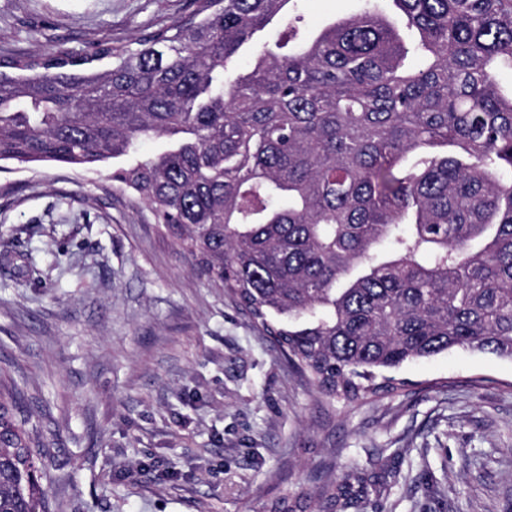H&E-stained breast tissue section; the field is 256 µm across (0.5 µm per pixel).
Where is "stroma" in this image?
I'll list each match as a JSON object with an SVG mask.
<instances>
[{"label": "stroma", "mask_w": 512, "mask_h": 512, "mask_svg": "<svg viewBox=\"0 0 512 512\" xmlns=\"http://www.w3.org/2000/svg\"><path fill=\"white\" fill-rule=\"evenodd\" d=\"M190 0H0V55L130 42ZM307 29L358 0H300ZM111 164L0 171V382L48 446V512H512V360L456 349L395 370L399 395L317 393L201 275Z\"/></svg>", "instance_id": "obj_1"}]
</instances>
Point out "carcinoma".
<instances>
[{"label":"carcinoma","instance_id":"cac0c4a2","mask_svg":"<svg viewBox=\"0 0 512 512\" xmlns=\"http://www.w3.org/2000/svg\"><path fill=\"white\" fill-rule=\"evenodd\" d=\"M289 2L0 56V170L170 138L112 182L331 400L393 396L387 372L454 348L512 360V0H359L316 33ZM19 400L0 391V512L45 507Z\"/></svg>","mask_w":512,"mask_h":512}]
</instances>
